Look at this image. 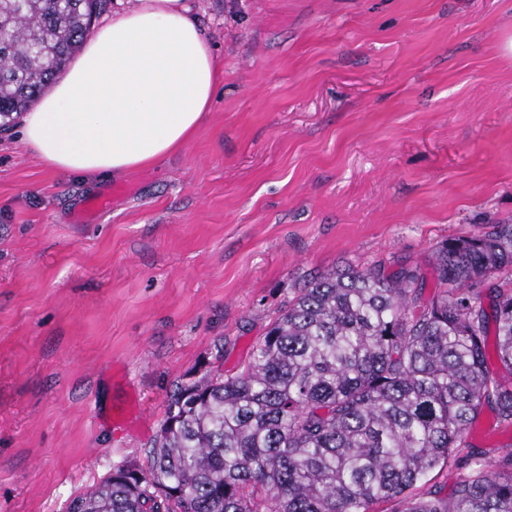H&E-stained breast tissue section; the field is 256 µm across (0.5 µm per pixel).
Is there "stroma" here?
<instances>
[{
    "mask_svg": "<svg viewBox=\"0 0 512 512\" xmlns=\"http://www.w3.org/2000/svg\"><path fill=\"white\" fill-rule=\"evenodd\" d=\"M220 71L179 151L94 182L0 134V512H68L173 384L295 288L512 221V0H193ZM126 186L109 210L86 202Z\"/></svg>",
    "mask_w": 512,
    "mask_h": 512,
    "instance_id": "stroma-1",
    "label": "stroma"
}]
</instances>
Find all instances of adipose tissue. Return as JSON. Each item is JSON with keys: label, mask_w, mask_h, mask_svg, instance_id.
I'll return each instance as SVG.
<instances>
[{"label": "adipose tissue", "mask_w": 512, "mask_h": 512, "mask_svg": "<svg viewBox=\"0 0 512 512\" xmlns=\"http://www.w3.org/2000/svg\"><path fill=\"white\" fill-rule=\"evenodd\" d=\"M219 84L190 0H133L28 109L23 142L87 181L149 166L189 141Z\"/></svg>", "instance_id": "1"}]
</instances>
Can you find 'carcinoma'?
<instances>
[{
    "instance_id": "obj_1",
    "label": "carcinoma",
    "mask_w": 512,
    "mask_h": 512,
    "mask_svg": "<svg viewBox=\"0 0 512 512\" xmlns=\"http://www.w3.org/2000/svg\"><path fill=\"white\" fill-rule=\"evenodd\" d=\"M109 0H0V132L66 69ZM421 270L343 263L295 290L242 370L175 385L147 449L71 512H512V451L458 466L484 409L512 425V224L453 237ZM495 342L488 345L489 326Z\"/></svg>"
}]
</instances>
